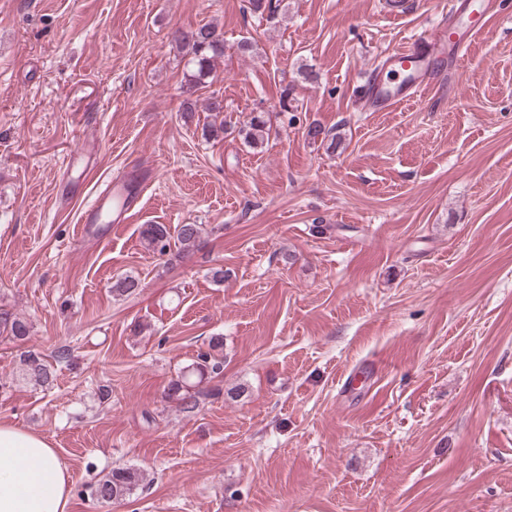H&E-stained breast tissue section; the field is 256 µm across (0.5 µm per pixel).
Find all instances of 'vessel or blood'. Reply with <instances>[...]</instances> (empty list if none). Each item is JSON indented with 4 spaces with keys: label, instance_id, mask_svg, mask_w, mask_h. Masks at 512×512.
<instances>
[{
    "label": "vessel or blood",
    "instance_id": "1",
    "mask_svg": "<svg viewBox=\"0 0 512 512\" xmlns=\"http://www.w3.org/2000/svg\"><path fill=\"white\" fill-rule=\"evenodd\" d=\"M473 33L456 35L437 30L421 37L412 45L398 48L387 60L391 71L398 76L397 82L374 81L367 91L370 111L386 112L395 105L410 100L427 88L426 75L445 51H452L455 61H462L473 41ZM137 200V194L124 173H114L106 187L98 194L93 205L86 211L83 221L93 224L100 218L123 224L129 218Z\"/></svg>",
    "mask_w": 512,
    "mask_h": 512
}]
</instances>
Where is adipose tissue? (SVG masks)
<instances>
[{
    "label": "adipose tissue",
    "mask_w": 512,
    "mask_h": 512,
    "mask_svg": "<svg viewBox=\"0 0 512 512\" xmlns=\"http://www.w3.org/2000/svg\"><path fill=\"white\" fill-rule=\"evenodd\" d=\"M69 474L42 436L0 425V512H68Z\"/></svg>",
    "instance_id": "ef3b65f1"
}]
</instances>
